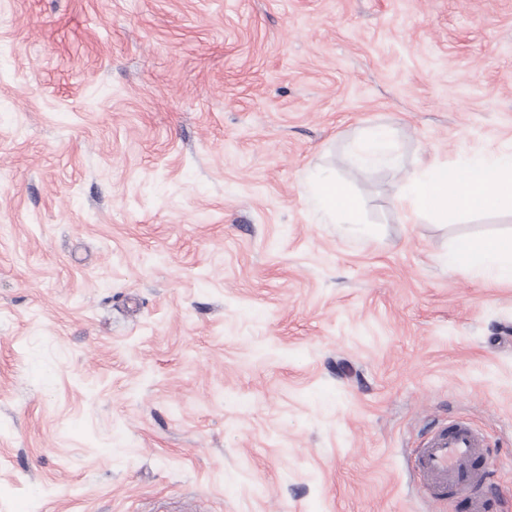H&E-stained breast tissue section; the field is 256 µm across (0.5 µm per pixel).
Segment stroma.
<instances>
[{
    "label": "stroma",
    "mask_w": 512,
    "mask_h": 512,
    "mask_svg": "<svg viewBox=\"0 0 512 512\" xmlns=\"http://www.w3.org/2000/svg\"><path fill=\"white\" fill-rule=\"evenodd\" d=\"M491 147L512 0H0V512H458L456 418L512 512V285L445 263L512 212L399 201ZM354 164L361 167L399 165L398 156L390 146V136L387 131H379L357 145L352 154ZM315 204L329 216H342L349 224H358L360 202L350 196L336 180H320L314 187ZM488 447L487 438L469 420L438 427L412 452L420 492L435 504L460 498L468 512H488L489 500L476 492L490 465Z\"/></svg>",
    "instance_id": "stroma-1"
}]
</instances>
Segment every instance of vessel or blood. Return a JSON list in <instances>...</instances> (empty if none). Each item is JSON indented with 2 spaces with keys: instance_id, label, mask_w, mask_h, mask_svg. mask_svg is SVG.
<instances>
[{
  "instance_id": "1",
  "label": "vessel or blood",
  "mask_w": 512,
  "mask_h": 512,
  "mask_svg": "<svg viewBox=\"0 0 512 512\" xmlns=\"http://www.w3.org/2000/svg\"><path fill=\"white\" fill-rule=\"evenodd\" d=\"M488 446L470 421L438 427L412 452V469L423 496L436 504L458 498L468 512H488V499L477 491L490 465Z\"/></svg>"
}]
</instances>
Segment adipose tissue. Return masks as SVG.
I'll return each instance as SVG.
<instances>
[{"mask_svg": "<svg viewBox=\"0 0 512 512\" xmlns=\"http://www.w3.org/2000/svg\"><path fill=\"white\" fill-rule=\"evenodd\" d=\"M410 215L431 216L437 223L449 213L475 210L512 211V150L489 149L465 163L451 165L438 159L425 162L400 197ZM316 205L349 223L359 221L360 202L333 180L318 181ZM449 269L464 266L487 283H512V233L478 241L458 240L447 258Z\"/></svg>", "mask_w": 512, "mask_h": 512, "instance_id": "1", "label": "adipose tissue"}]
</instances>
